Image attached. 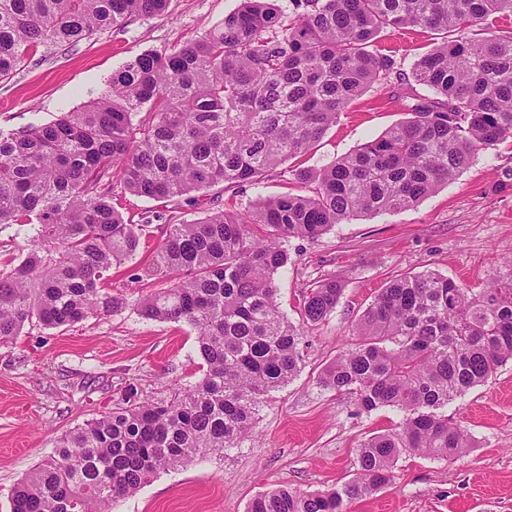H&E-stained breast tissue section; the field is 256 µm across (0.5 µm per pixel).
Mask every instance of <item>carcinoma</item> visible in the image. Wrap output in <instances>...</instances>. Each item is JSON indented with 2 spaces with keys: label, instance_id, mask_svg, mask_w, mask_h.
Returning a JSON list of instances; mask_svg holds the SVG:
<instances>
[{
  "label": "carcinoma",
  "instance_id": "1",
  "mask_svg": "<svg viewBox=\"0 0 512 512\" xmlns=\"http://www.w3.org/2000/svg\"><path fill=\"white\" fill-rule=\"evenodd\" d=\"M169 0H0V81L40 45L77 43L164 12ZM242 0L203 37L145 52L112 73L82 110L21 131L0 130V230L26 245L0 269V344L129 305L112 270L143 249V225L112 207V174L153 200L224 183L256 185L306 154L370 88L408 118L321 167L292 170L311 190L260 198L194 222H167L153 251L165 286L137 303L148 320L183 322L206 370L168 400L112 410L59 438L13 489L10 512H113L160 471L220 454L250 434L264 397L300 370L305 329L333 312L329 276L301 294V322L277 305L284 243L315 239L362 213L410 208L512 138V34L493 30L512 0ZM479 26L482 38L469 36ZM453 33L405 72L380 33ZM145 117L136 120L140 113ZM512 362V282L475 292L434 272L392 280L360 318V334L321 373L371 411L402 412L361 446L354 477L314 493L281 486L247 512H348L388 485L406 454L448 460L470 447L448 404Z\"/></svg>",
  "mask_w": 512,
  "mask_h": 512
}]
</instances>
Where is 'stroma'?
I'll list each match as a JSON object with an SVG mask.
<instances>
[{
	"label": "stroma",
	"instance_id": "stroma-1",
	"mask_svg": "<svg viewBox=\"0 0 512 512\" xmlns=\"http://www.w3.org/2000/svg\"><path fill=\"white\" fill-rule=\"evenodd\" d=\"M238 4L170 0L162 14L131 17L76 45L39 47L0 81V129L42 125L81 109L126 62L199 39ZM440 37L417 28L384 36L382 43L408 68ZM404 117L398 102L369 90L309 153L253 187L221 183L166 202L133 195L113 176L112 205L129 223L143 225L148 249L112 272L113 288L129 301L122 312L53 329L33 323L15 344L0 346V512H10L12 487L48 458L60 436L123 406L128 396L166 400L201 377L194 330L143 319L135 308L159 285L148 258L165 224L153 213L193 221L215 209H246L287 192L292 169L327 164ZM287 248L288 264L275 282L288 321L299 323V299L309 284L333 275L344 285L336 310L305 337L300 371L268 393L252 435L237 447L160 472L121 499L116 512H247L258 494L280 485L316 492L351 479L361 443L401 414L390 407L365 412L317 379L356 342L360 316L391 279L432 271L477 289L512 279V139L480 151L414 207L363 214L317 239H289ZM448 416L472 438L464 456L403 455L391 483L354 500L350 512H512V362L450 404Z\"/></svg>",
	"mask_w": 512,
	"mask_h": 512
}]
</instances>
